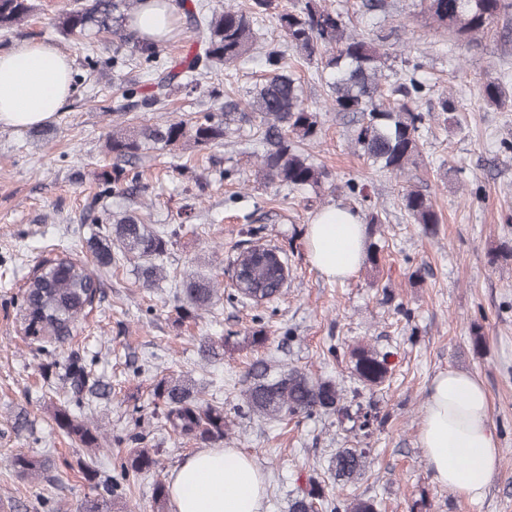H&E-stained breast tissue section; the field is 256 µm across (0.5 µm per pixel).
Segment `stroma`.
<instances>
[{
  "mask_svg": "<svg viewBox=\"0 0 512 512\" xmlns=\"http://www.w3.org/2000/svg\"><path fill=\"white\" fill-rule=\"evenodd\" d=\"M40 2L21 33L0 32V52L22 40L53 44L72 63L76 91L40 128H0V512H78L89 491L80 468L86 449L53 421L66 387L44 379L45 365L63 361L72 347L93 356L97 374L112 385L108 400L80 412L82 420L105 428L96 452L100 467L120 466L129 451L125 437L135 429L146 434L159 461L155 476L131 481L127 512H154V480L169 477L196 448L163 425L152 386L165 375L190 377L205 399L223 402L230 421L224 445L253 457L265 472L266 512H288L309 469L328 477L340 448L368 449L369 465L356 484L329 483L337 500L370 498L378 512H512V258L500 250L512 242V104L494 107L482 96L493 80L512 95V13L460 45L427 20L417 0H388L383 16L365 13L361 0H327L348 16L349 31L386 36L393 72L403 73L409 61L420 64L427 85L421 108L432 118L417 168L396 177L368 165L351 141L349 116L330 105L315 65L288 52L308 103L320 109L321 133L308 151L333 174L337 190L308 202L260 184L257 150L242 137L202 152L146 151L138 163L142 196L133 204L119 197L103 204L117 213L136 207L148 224L180 226L163 259L167 279L148 290L132 264L111 268L102 276L100 304L79 324L69 348L48 355L25 336L17 303L55 245L88 258L87 240L97 227L85 221V206L98 191L95 172L109 164L104 142L113 125L214 111V87L234 101L246 100L263 67L255 55L201 76L197 90L175 93L167 111L124 112L122 92L143 89V67L113 70L120 42L109 33L95 37L97 62L87 65L88 49L49 25L64 0ZM443 95L450 104L446 113L437 109ZM230 166L235 179L220 180ZM350 179L366 184L382 217L380 225L365 229L379 259L349 279L329 280L309 261L305 230L319 210L349 205ZM407 190L431 197L441 216L435 233H424L403 209ZM248 240L285 251L286 293L269 303H227L175 322L176 283L200 272L228 288L231 263ZM258 329L265 344L244 343ZM477 329L483 334L478 348ZM222 336L230 341L223 360L207 364L200 344ZM359 345L388 355L391 374L382 386L358 390L349 352ZM258 358L335 381L346 407L378 414L384 425L345 432L327 416L279 423L245 414L247 370ZM450 368L482 381L499 436L500 469L478 501L438 486L418 441L428 385ZM19 453L48 461V469L35 478L19 476L11 465Z\"/></svg>",
  "mask_w": 512,
  "mask_h": 512,
  "instance_id": "obj_1",
  "label": "stroma"
}]
</instances>
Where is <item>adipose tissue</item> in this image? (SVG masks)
<instances>
[{
	"instance_id": "adipose-tissue-1",
	"label": "adipose tissue",
	"mask_w": 512,
	"mask_h": 512,
	"mask_svg": "<svg viewBox=\"0 0 512 512\" xmlns=\"http://www.w3.org/2000/svg\"><path fill=\"white\" fill-rule=\"evenodd\" d=\"M71 63L55 46L24 42L0 52V125L29 128L50 121L69 100ZM313 266L326 278L355 275L366 257L359 214L330 206L306 226ZM419 442L433 480L475 501L495 478L501 460L491 401L482 382L456 370L429 384ZM174 512H264L266 480L257 462L234 448H202L171 473Z\"/></svg>"
}]
</instances>
